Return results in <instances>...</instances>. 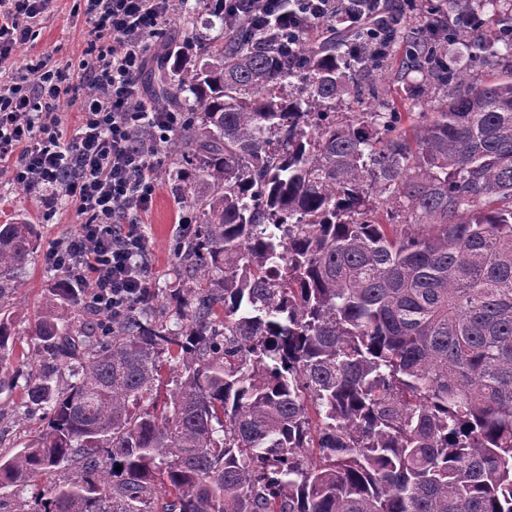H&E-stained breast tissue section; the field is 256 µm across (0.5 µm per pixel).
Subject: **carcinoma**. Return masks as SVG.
I'll list each match as a JSON object with an SVG mask.
<instances>
[{
	"instance_id": "carcinoma-1",
	"label": "carcinoma",
	"mask_w": 512,
	"mask_h": 512,
	"mask_svg": "<svg viewBox=\"0 0 512 512\" xmlns=\"http://www.w3.org/2000/svg\"><path fill=\"white\" fill-rule=\"evenodd\" d=\"M203 2L204 49L144 65L196 212L177 287L118 320L47 290L46 426L0 488L75 473L14 512H512V0H334L292 58ZM406 44L420 112L386 84ZM351 87L376 110L336 111ZM39 246L0 224L1 369Z\"/></svg>"
}]
</instances>
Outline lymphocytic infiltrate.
<instances>
[{
    "label": "lymphocytic infiltrate",
    "instance_id": "f902f5d3",
    "mask_svg": "<svg viewBox=\"0 0 512 512\" xmlns=\"http://www.w3.org/2000/svg\"><path fill=\"white\" fill-rule=\"evenodd\" d=\"M253 7L244 25L283 24L305 14L307 29L324 17L330 0H224V12ZM177 0H78L88 46L72 70L51 55L14 57L33 44L55 0H0V168L34 200L41 217L74 209L79 225L55 241L50 267L87 287L96 310L120 317L143 296L147 279L141 260L147 240L138 220L149 211L156 183V141L178 125L175 112L142 109L140 71L154 37ZM80 103L72 136L54 117L61 100ZM143 124L149 146L131 145Z\"/></svg>",
    "mask_w": 512,
    "mask_h": 512
}]
</instances>
